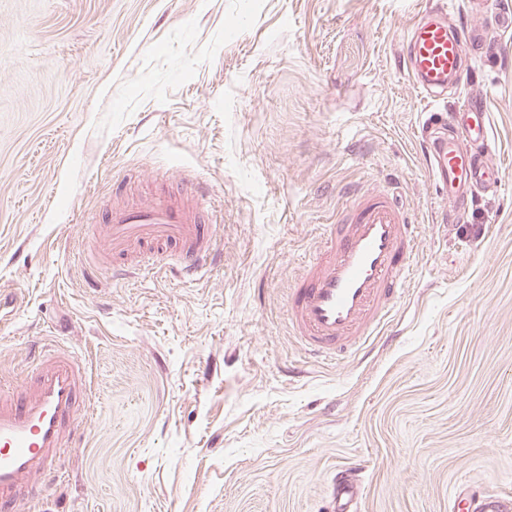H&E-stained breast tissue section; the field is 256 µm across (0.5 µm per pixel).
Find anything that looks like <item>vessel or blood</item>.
Listing matches in <instances>:
<instances>
[{
  "label": "vessel or blood",
  "mask_w": 512,
  "mask_h": 512,
  "mask_svg": "<svg viewBox=\"0 0 512 512\" xmlns=\"http://www.w3.org/2000/svg\"><path fill=\"white\" fill-rule=\"evenodd\" d=\"M448 9V0H430L401 49L403 66L439 109L426 126L444 133L422 145L428 174L441 192L438 218L444 224L460 220L472 189L493 191L500 181L483 158L491 135L480 103L469 100L451 112L440 108L449 84L467 72L469 51L482 55L490 45L484 27L462 18L449 23ZM399 188L388 179L368 191L352 190L301 265L288 290V323L310 356L347 359L390 323L414 275L419 238ZM104 222L99 253L83 258L90 276L107 258L116 280L167 272L192 282L219 256L213 225L198 202L182 196L161 193L138 204H115ZM32 362L30 379L0 383V512H32L60 480L69 451L86 439L95 399L76 352L46 342L34 348ZM357 491L355 474L336 472L331 481L336 512H350ZM453 496L468 500L472 512H512V498L480 494L465 481Z\"/></svg>",
  "instance_id": "1"
}]
</instances>
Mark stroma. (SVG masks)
Listing matches in <instances>:
<instances>
[{
	"instance_id": "obj_1",
	"label": "stroma",
	"mask_w": 512,
	"mask_h": 512,
	"mask_svg": "<svg viewBox=\"0 0 512 512\" xmlns=\"http://www.w3.org/2000/svg\"><path fill=\"white\" fill-rule=\"evenodd\" d=\"M426 0H0V377L53 335L95 382L86 444L37 512L449 508L458 483L512 495V34L449 108L481 100L502 172L436 223L398 61ZM400 176L420 226L388 330L306 356L286 297L345 192ZM200 184L219 264L90 287L82 252L128 191ZM358 486L355 474L347 470L336 472L331 481V493L336 512H352L350 507L356 499Z\"/></svg>"
}]
</instances>
